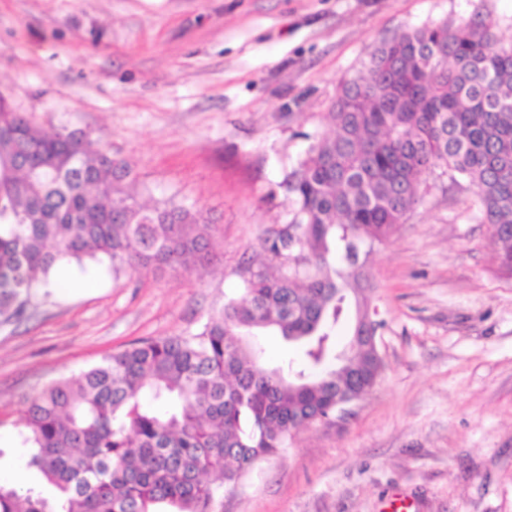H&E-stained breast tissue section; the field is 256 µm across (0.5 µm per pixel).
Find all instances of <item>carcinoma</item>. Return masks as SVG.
I'll return each instance as SVG.
<instances>
[{
	"mask_svg": "<svg viewBox=\"0 0 512 512\" xmlns=\"http://www.w3.org/2000/svg\"><path fill=\"white\" fill-rule=\"evenodd\" d=\"M490 20L426 25L383 40L344 82L334 134L286 174L288 223L268 231L276 261L244 269V297L199 332L145 338L28 400L27 465L44 482L0 486V512H222L291 424L336 419V395H364L382 361L367 341L335 363L336 326L366 294L360 253L383 243L444 166L476 188L495 258L512 275V44ZM130 165L83 132L47 135L0 95V324L23 319L72 263L188 271L207 248L201 211L142 204ZM346 268H336V243ZM275 330L304 364L264 368L249 337Z\"/></svg>",
	"mask_w": 512,
	"mask_h": 512,
	"instance_id": "obj_1",
	"label": "carcinoma"
}]
</instances>
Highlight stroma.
Instances as JSON below:
<instances>
[{
    "instance_id": "1",
    "label": "stroma",
    "mask_w": 512,
    "mask_h": 512,
    "mask_svg": "<svg viewBox=\"0 0 512 512\" xmlns=\"http://www.w3.org/2000/svg\"><path fill=\"white\" fill-rule=\"evenodd\" d=\"M484 18L512 43V0H0V94L125 159L141 203L172 197L211 226L194 271L67 266L27 319L0 324V476L40 480L27 397L241 297L243 267L288 221L286 173L332 135L341 85L383 39ZM490 239L466 179L424 174L365 258L376 384L258 461L223 512H512V276Z\"/></svg>"
}]
</instances>
